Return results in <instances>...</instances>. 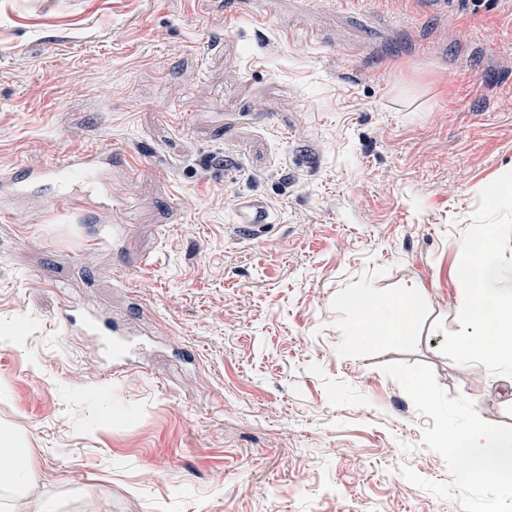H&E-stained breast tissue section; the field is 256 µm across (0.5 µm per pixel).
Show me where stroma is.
Here are the masks:
<instances>
[{"label": "stroma", "mask_w": 512, "mask_h": 512, "mask_svg": "<svg viewBox=\"0 0 512 512\" xmlns=\"http://www.w3.org/2000/svg\"><path fill=\"white\" fill-rule=\"evenodd\" d=\"M104 145L123 253L50 187L0 222V423L38 472L12 512H512L435 440L512 432L457 312L460 241L512 225V0H0V170ZM367 288L407 335L358 343ZM66 301L141 342L111 380ZM233 232L240 237L259 239L272 224L274 213L269 204L256 196L241 195L236 204Z\"/></svg>", "instance_id": "35a3bbf8"}]
</instances>
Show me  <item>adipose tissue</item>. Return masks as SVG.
<instances>
[{
	"mask_svg": "<svg viewBox=\"0 0 512 512\" xmlns=\"http://www.w3.org/2000/svg\"><path fill=\"white\" fill-rule=\"evenodd\" d=\"M501 228L486 225L480 233L481 250H474L472 238L461 244L471 265L465 274L466 286L458 310L466 327L464 334L466 361L477 367L494 362L512 367V294H505L501 283L505 271L496 254ZM358 311L362 322L359 340L369 343L379 336H403L408 330L410 300L397 302L365 291L358 295ZM451 451L467 461L470 478L502 483L512 478V433L502 434L478 422H470L451 441ZM36 477L31 452L23 436L15 430L0 427V489L13 498L26 496Z\"/></svg>",
	"mask_w": 512,
	"mask_h": 512,
	"instance_id": "1",
	"label": "adipose tissue"
}]
</instances>
